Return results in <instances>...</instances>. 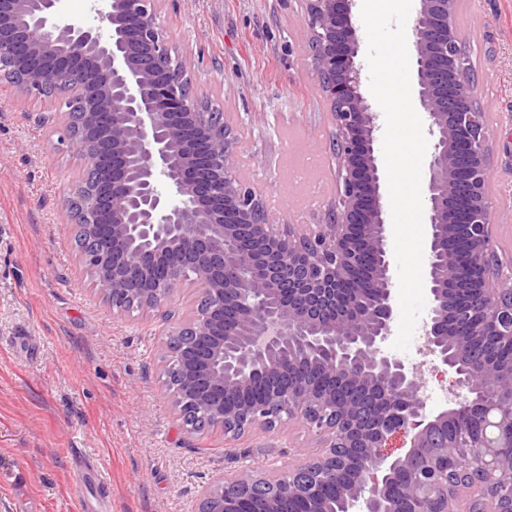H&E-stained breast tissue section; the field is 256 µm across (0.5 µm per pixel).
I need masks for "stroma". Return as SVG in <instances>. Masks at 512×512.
Segmentation results:
<instances>
[{"label":"stroma","instance_id":"35a3bbf8","mask_svg":"<svg viewBox=\"0 0 512 512\" xmlns=\"http://www.w3.org/2000/svg\"><path fill=\"white\" fill-rule=\"evenodd\" d=\"M196 94L224 112L241 181L277 231L336 197L335 133L312 70L302 0H161ZM487 115L495 248L512 258V0H461L455 18ZM59 97L0 87V512H190L201 485L277 474L316 445L300 424L232 442L184 433L164 385V326L117 313L83 275L63 207L83 175ZM100 469L96 490L79 460Z\"/></svg>","mask_w":512,"mask_h":512}]
</instances>
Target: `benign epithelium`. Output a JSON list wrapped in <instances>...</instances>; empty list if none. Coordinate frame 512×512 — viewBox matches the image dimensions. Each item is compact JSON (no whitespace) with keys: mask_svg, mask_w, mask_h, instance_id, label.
<instances>
[{"mask_svg":"<svg viewBox=\"0 0 512 512\" xmlns=\"http://www.w3.org/2000/svg\"><path fill=\"white\" fill-rule=\"evenodd\" d=\"M97 25L58 22L55 0H0V77L43 96L66 81L82 111L66 131L86 176L65 199L81 236L79 265L119 312L170 323L165 373L183 430L236 441L283 417L319 436L288 475L243 468L202 486L193 512H512V387L483 380L470 359L489 337L512 345V274L493 243L486 113L468 94L469 66L454 24L458 0H418L412 26L418 100L432 138L425 207L430 297L424 350L454 375L440 407L421 394L417 369L383 347L393 334L394 273L378 148V115L365 94L358 0H304L314 74L336 128L337 194L314 228L273 231L241 183L224 112L203 106L190 63L158 23V0H103ZM247 239L253 247L242 250ZM453 270H448V260ZM374 293L349 291L359 271ZM191 287L196 308L174 317L168 299ZM474 299L448 307V291ZM329 383L301 381L302 359ZM268 398L229 404L256 373ZM472 417L476 435L448 438ZM405 439L391 457L392 439Z\"/></svg>","mask_w":512,"mask_h":512,"instance_id":"benign-epithelium-1","label":"benign epithelium"}]
</instances>
